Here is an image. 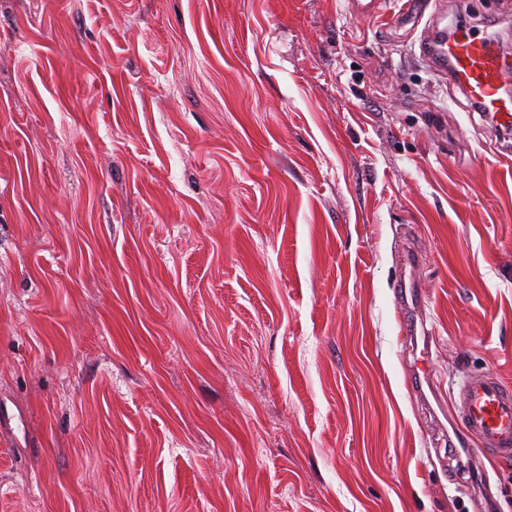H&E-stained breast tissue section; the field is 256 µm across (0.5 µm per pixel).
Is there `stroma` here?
<instances>
[{
	"label": "stroma",
	"mask_w": 512,
	"mask_h": 512,
	"mask_svg": "<svg viewBox=\"0 0 512 512\" xmlns=\"http://www.w3.org/2000/svg\"><path fill=\"white\" fill-rule=\"evenodd\" d=\"M460 20L512 60V0H0V512H512L444 416L512 386V139L420 53Z\"/></svg>",
	"instance_id": "1"
}]
</instances>
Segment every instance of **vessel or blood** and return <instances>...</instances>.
Wrapping results in <instances>:
<instances>
[{
	"instance_id": "1",
	"label": "vessel or blood",
	"mask_w": 512,
	"mask_h": 512,
	"mask_svg": "<svg viewBox=\"0 0 512 512\" xmlns=\"http://www.w3.org/2000/svg\"><path fill=\"white\" fill-rule=\"evenodd\" d=\"M421 47L440 75L484 111L512 124V96L505 93L512 71L492 52L489 37L459 26L449 33H424ZM450 417L478 452L512 456V387L497 376L468 377L452 403Z\"/></svg>"
}]
</instances>
